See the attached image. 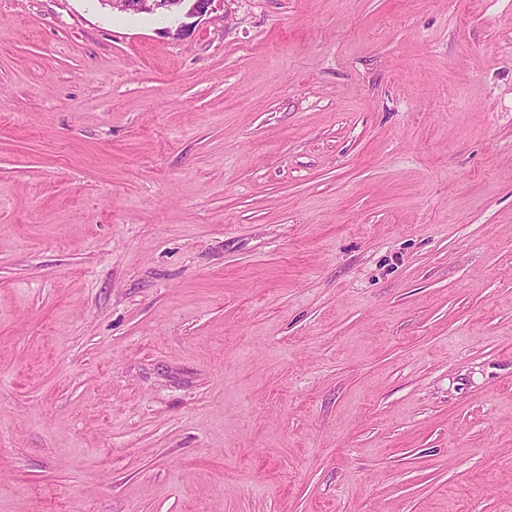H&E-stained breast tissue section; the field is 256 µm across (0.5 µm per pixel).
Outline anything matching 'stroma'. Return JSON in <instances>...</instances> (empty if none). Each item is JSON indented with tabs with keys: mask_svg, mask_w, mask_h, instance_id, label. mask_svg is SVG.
Segmentation results:
<instances>
[{
	"mask_svg": "<svg viewBox=\"0 0 512 512\" xmlns=\"http://www.w3.org/2000/svg\"><path fill=\"white\" fill-rule=\"evenodd\" d=\"M0 0V512H512V0ZM102 5L130 14H151L164 12L177 23V35L184 31L186 24L180 22L181 15L201 16L208 12L215 0H100Z\"/></svg>",
	"mask_w": 512,
	"mask_h": 512,
	"instance_id": "obj_1",
	"label": "stroma"
}]
</instances>
